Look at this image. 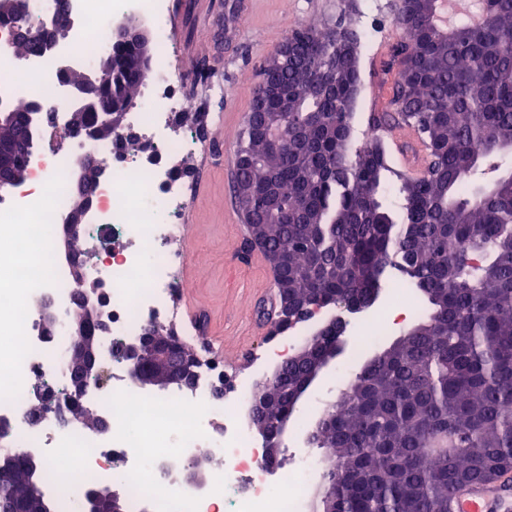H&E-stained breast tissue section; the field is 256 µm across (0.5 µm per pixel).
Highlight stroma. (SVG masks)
<instances>
[{
    "label": "stroma",
    "instance_id": "obj_1",
    "mask_svg": "<svg viewBox=\"0 0 512 512\" xmlns=\"http://www.w3.org/2000/svg\"><path fill=\"white\" fill-rule=\"evenodd\" d=\"M182 2L170 18L175 60L188 71L200 69L220 80L223 94L214 96L208 84L193 81L186 90L190 105L177 120L182 126L198 113L210 115L208 124L197 129V148L182 158L192 193L185 210L186 232L173 242L188 257L174 305L182 326L200 331L196 353L224 362L223 378L234 383L252 372L255 358L273 343L269 324L254 316L259 299L275 290L272 269L260 250L243 251L248 231L232 184L259 66L284 43L286 32L299 27L324 29L343 18L361 34L374 28L378 36L372 53L359 59L362 101L355 106V122L365 128L369 110L364 100L386 94L377 74L388 54L383 31L392 23L393 0H377L376 14L367 23L362 20L365 0ZM344 387L335 368L321 373L294 410L276 468L287 469L296 453V436L312 429Z\"/></svg>",
    "mask_w": 512,
    "mask_h": 512
}]
</instances>
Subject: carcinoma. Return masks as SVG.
Segmentation results:
<instances>
[{"instance_id":"carcinoma-1","label":"carcinoma","mask_w":512,"mask_h":512,"mask_svg":"<svg viewBox=\"0 0 512 512\" xmlns=\"http://www.w3.org/2000/svg\"><path fill=\"white\" fill-rule=\"evenodd\" d=\"M433 0L401 5L394 22L393 80L373 136L359 147L353 124L360 89L358 43L348 28L307 27L288 36L293 56L267 61L279 90L255 92L237 156L235 199L252 239L288 254L278 292L309 313L339 303L373 307L389 272L412 288L425 316L375 352L330 406L310 442L325 448L316 512H448L451 492L512 466V175L480 195L471 178L512 143V0H486L479 24L451 32ZM133 42L112 48V83L138 88ZM329 84V94L312 88ZM0 139L14 141L16 170L35 141L36 115L10 107ZM414 130L426 151L421 173L395 170L387 134ZM394 186L399 205L384 191ZM335 340L307 339L257 391H303L316 357ZM278 402L254 426L289 419ZM44 469L0 448V512H54Z\"/></svg>"}]
</instances>
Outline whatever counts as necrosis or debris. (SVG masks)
Returning a JSON list of instances; mask_svg holds the SVG:
<instances>
[{
  "label": "necrosis or debris",
  "instance_id": "1",
  "mask_svg": "<svg viewBox=\"0 0 512 512\" xmlns=\"http://www.w3.org/2000/svg\"><path fill=\"white\" fill-rule=\"evenodd\" d=\"M77 27L67 29L62 52L77 66L95 69L108 53L119 20L137 14L152 24L159 52L140 83L141 97L131 115L140 130L134 165L114 156L108 141L86 143L67 123L71 103L63 93L61 69L41 57L12 60L0 55V101L21 98L43 106L38 117L42 140L26 157L27 176L0 196V425L17 447L48 460L47 494L57 512H79L87 482L118 484L129 512H143L146 493L140 476L152 471L165 491L168 512H300L315 461L298 456L285 471L272 470L264 448L242 408L255 380L240 379L232 394L219 397L214 383L223 372L207 363L190 387L176 386L164 396L148 395L133 382L115 345L141 336L153 323L176 319L171 299L181 290L185 255L169 250L181 235L188 189L173 161L192 150L191 132L172 137L174 117L183 108L188 73L172 59L170 0H68ZM105 161L104 175L87 218V232L104 242L110 262L93 260L87 276L105 288V320L112 332L101 339V357L112 367L107 386H91L87 404L107 424L98 432L78 426L69 415L45 411L33 420L34 382L63 396L70 389L64 331L47 333L44 309L65 319L74 302V256L57 247L69 205L64 190L75 181L80 162ZM32 305L16 320L20 302ZM68 461H60L61 449ZM224 462L210 485L187 494L174 490L173 467H187L197 450ZM68 491H60L61 482Z\"/></svg>",
  "mask_w": 512,
  "mask_h": 512
}]
</instances>
